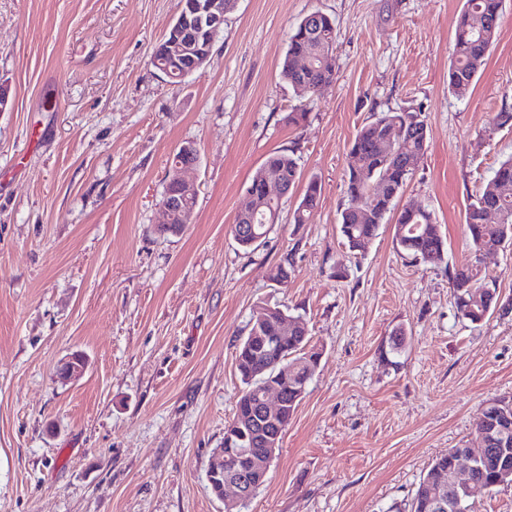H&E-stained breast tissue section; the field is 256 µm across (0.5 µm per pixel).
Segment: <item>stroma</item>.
<instances>
[{
    "label": "stroma",
    "mask_w": 512,
    "mask_h": 512,
    "mask_svg": "<svg viewBox=\"0 0 512 512\" xmlns=\"http://www.w3.org/2000/svg\"><path fill=\"white\" fill-rule=\"evenodd\" d=\"M463 0H234L203 74L151 64L178 0H0V512H224L206 477L242 387L235 353L259 305L302 316L322 352L265 484L244 512H408L433 459L512 396V314L457 316L465 211L512 156V0L466 95L448 87ZM336 22V80L280 77L291 29ZM302 108L307 119L289 125ZM413 107L428 131L399 206L430 211L442 260L399 251L395 225L340 234L349 143ZM198 151L182 233L159 200L174 154ZM293 150L304 190L244 252L230 229L266 156ZM290 262L287 284L277 265ZM83 374L62 381L72 353ZM321 195V185L316 180H310L304 190L303 197L293 213V221L297 224L305 223L307 213H310L317 205Z\"/></svg>",
    "instance_id": "35a3bbf8"
}]
</instances>
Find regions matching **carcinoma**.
<instances>
[{
    "label": "carcinoma",
    "instance_id": "obj_1",
    "mask_svg": "<svg viewBox=\"0 0 512 512\" xmlns=\"http://www.w3.org/2000/svg\"><path fill=\"white\" fill-rule=\"evenodd\" d=\"M205 0H179L177 14L168 31L156 47L152 64L173 83L182 82L184 71L194 60L212 52L215 37L196 27L200 6ZM504 0H464L463 9L454 30V60L449 71V87L463 94L473 84L483 68L498 37ZM335 21L315 11L299 21L291 30L288 48L281 63V77L293 90L302 95L314 94L336 80V57L324 55L325 49L336 46ZM427 151V128L417 111L381 112L358 128L350 143V154L361 164L349 169L347 175L348 206L341 212L340 233L348 249L357 248V241L369 243L380 224L395 212L396 244L415 260L435 261L442 258L444 240L432 215L421 209L406 207L396 210V202L412 174L411 163H419ZM277 179L288 190L296 188L300 171L294 153L277 150L268 154L253 177L247 191L253 197L254 210L249 216L260 236H267L271 217L280 212L281 198L266 194L265 179ZM512 185V157L502 161L493 176L480 187L473 202L466 208L465 223L474 254L490 251L498 244L512 243V193L502 194L505 184ZM164 190L179 202V207H194L197 197L182 187L168 183ZM321 185L316 180L307 183L303 197L293 213V223L303 224L307 213L317 205ZM495 210L502 221L490 224L487 212ZM455 304L461 318L480 324L499 299L497 290L490 287L488 275L479 261L462 265L452 273ZM267 312L266 320L253 324L248 336L237 348L235 362L243 389L236 403L231 423L224 434L251 420L259 392L269 383H278L293 402V384L311 379L320 353L310 345L307 323L295 317L297 326L291 338L282 346L264 341L276 335L280 305ZM461 452L474 456V477L483 483H493L497 477L498 449L480 443ZM454 454L435 458L420 481L410 505V512H453L450 504L438 511L433 508V477L446 469Z\"/></svg>",
    "mask_w": 512,
    "mask_h": 512
}]
</instances>
